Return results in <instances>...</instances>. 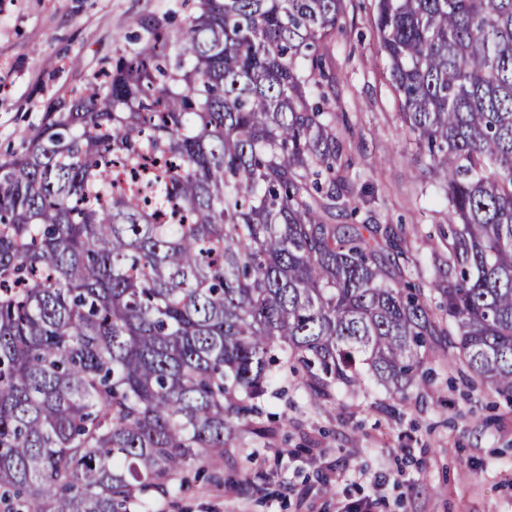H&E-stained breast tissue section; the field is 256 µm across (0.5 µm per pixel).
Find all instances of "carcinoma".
Returning a JSON list of instances; mask_svg holds the SVG:
<instances>
[{
  "label": "carcinoma",
  "mask_w": 512,
  "mask_h": 512,
  "mask_svg": "<svg viewBox=\"0 0 512 512\" xmlns=\"http://www.w3.org/2000/svg\"><path fill=\"white\" fill-rule=\"evenodd\" d=\"M345 10L140 18L0 157V512H151L288 373L330 398L364 372L402 402L440 336L512 405V0H374L448 199V276L417 284L402 229L330 222L354 195L322 53Z\"/></svg>",
  "instance_id": "1"
}]
</instances>
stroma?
<instances>
[{"mask_svg": "<svg viewBox=\"0 0 512 512\" xmlns=\"http://www.w3.org/2000/svg\"><path fill=\"white\" fill-rule=\"evenodd\" d=\"M371 4L346 0L344 29L323 49L336 134L351 177L374 188L353 200L361 221L404 226L409 273L425 282L448 272L447 199L440 181L417 178ZM193 11L192 0H0V155L22 151L49 102L112 56L134 19ZM426 366L429 381L400 404L370 378L330 398L289 378L266 399L276 424L258 420L217 479L190 480L155 512H341L368 496L377 512H512V406L474 385L447 345Z\"/></svg>", "mask_w": 512, "mask_h": 512, "instance_id": "obj_1", "label": "stroma"}]
</instances>
